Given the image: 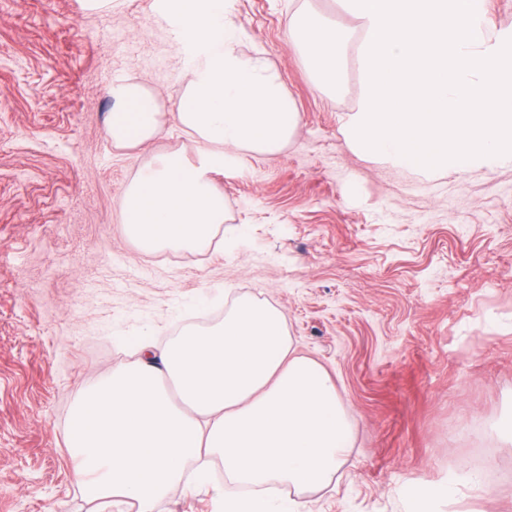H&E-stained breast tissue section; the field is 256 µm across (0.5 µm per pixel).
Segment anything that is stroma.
I'll return each instance as SVG.
<instances>
[{"mask_svg":"<svg viewBox=\"0 0 512 512\" xmlns=\"http://www.w3.org/2000/svg\"><path fill=\"white\" fill-rule=\"evenodd\" d=\"M244 51L260 49L297 106L295 140L242 151L212 176L221 248L143 253L124 192L157 156L195 158L175 118L184 53L154 0H0V512H99L76 485L71 406L129 338L164 346L190 317L249 295L286 316L297 354L332 376L353 446L328 488H287L294 512H409L402 489L478 477L446 512H512V168L433 178L358 156L342 134L356 61L330 96L288 19L343 28L340 0H231ZM118 81L157 99L162 130L119 148L108 133Z\"/></svg>","mask_w":512,"mask_h":512,"instance_id":"obj_1","label":"stroma"}]
</instances>
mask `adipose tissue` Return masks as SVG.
<instances>
[{
  "label": "adipose tissue",
  "mask_w": 512,
  "mask_h": 512,
  "mask_svg": "<svg viewBox=\"0 0 512 512\" xmlns=\"http://www.w3.org/2000/svg\"><path fill=\"white\" fill-rule=\"evenodd\" d=\"M164 18L184 49L188 81L177 120L198 157H159L122 199L125 233L147 253L205 252L224 222L212 173L234 151H281L298 113L265 52H243L225 0H164ZM116 146L152 140L156 98L134 83L110 90ZM139 360L113 367L85 389L68 420L67 448L78 487L105 507L152 512L178 487L207 484L205 460L254 487L248 497L216 487L224 512H279L269 493L328 486L352 446V429L325 368L297 355L284 315L269 303L237 299L221 322L187 328L155 351L134 339ZM462 480L410 485L412 512H443Z\"/></svg>",
  "instance_id": "obj_1"
}]
</instances>
